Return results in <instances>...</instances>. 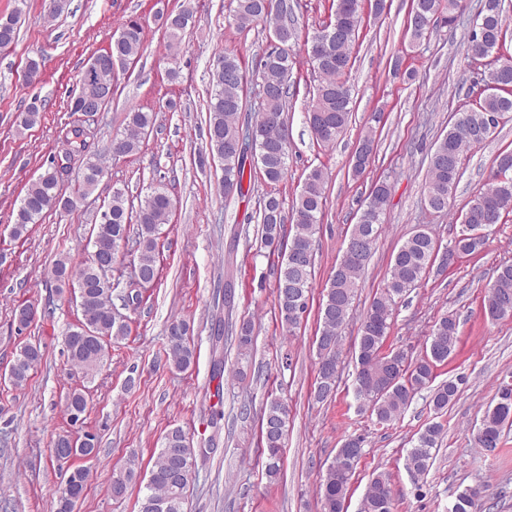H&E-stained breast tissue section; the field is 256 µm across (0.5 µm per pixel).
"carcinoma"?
Returning a JSON list of instances; mask_svg holds the SVG:
<instances>
[{
    "instance_id": "obj_1",
    "label": "carcinoma",
    "mask_w": 512,
    "mask_h": 512,
    "mask_svg": "<svg viewBox=\"0 0 512 512\" xmlns=\"http://www.w3.org/2000/svg\"><path fill=\"white\" fill-rule=\"evenodd\" d=\"M237 27L250 30L264 24L271 30L270 45L259 60L261 73L260 95L262 109L241 116L246 111V67L232 53L218 56L210 74L211 92L207 103L208 141L212 153L222 161L224 189L233 191L240 199L251 197L244 188L243 169L247 160L256 162L263 178L271 185L283 181L288 174L289 140H279L269 134L275 123L288 126L284 117L288 99L293 95L290 83L296 59L290 43L296 37L295 15L297 0H278L266 8V0H233ZM335 5L329 20L314 32L311 43L327 40V51L322 56L309 53L316 74L312 99L306 112V121L316 142L330 147L347 129L352 116V97L348 73L352 69L351 48L362 22L361 0H332ZM442 11L441 0H412L408 13V32L414 43L427 39ZM22 14L18 8L6 18L0 17V43L12 44L17 38V24ZM161 28L168 47L178 53L187 29L194 22V8L186 5L161 16ZM478 26L483 32L484 53L489 56L505 45L508 28L505 26L502 0H481ZM144 43L143 25L130 20L119 26L112 35V69L101 74L106 92L98 100L104 107L116 88L115 69H126L139 55ZM498 83L512 86V62L506 66L495 63L488 71L479 73L474 83ZM512 112V94L490 89L476 106L454 113V122L448 132L434 145L428 161V170L422 187L424 204L432 211H448L449 199L460 177L461 162L468 148L481 143L486 128H498L499 119ZM156 116L140 109L127 115L124 131L117 138L121 154L140 152L147 133L154 126ZM252 129L253 144L250 155L240 154L234 145L241 134ZM375 139L369 129L361 136L351 160L352 175L365 174L370 165ZM61 156L69 162L83 158V171L72 193L62 192L63 176L70 166L47 165L33 180L16 210L12 211V233L20 237L29 231V225L38 223L50 210L73 212L78 203L99 186L97 173L105 169V159L88 149L82 128L73 123L62 137ZM495 174L466 205L463 216L470 224L502 223L512 212V150H504L495 157ZM329 173L321 167L312 168L304 179L299 193L292 200V233H285L284 202L273 193L259 202L261 241L267 247L284 250L276 279L275 305L281 327L288 332L300 324L301 314L308 308L310 285L314 275V235L323 216L325 186ZM393 186L386 180L375 182L362 204L349 239L376 244L382 229L383 215L389 205ZM174 202L170 194L155 189L144 196L138 207H133L126 191L112 190V196L93 224L91 236L95 243H112L117 248L129 239L130 226L137 225L134 239V274L140 283L151 284L159 275L158 239L161 227L170 223ZM487 236L461 230L451 245H442L433 232L421 227L409 235L392 254L390 268L378 296L364 311L353 343L355 359L354 394L361 412H368L378 425H391L410 406L416 394L429 391V407L437 420L431 421L417 436L406 457V466L416 475H425L432 463V450L444 435V426L438 421L448 411L458 395L453 380L434 384L438 366L446 363L459 341V322L456 316L445 314L435 323L425 352L417 357L403 350L385 349V341L394 320L398 300L417 287L436 266L435 253L445 249L460 255L483 251ZM365 263L344 261L336 263L325 294L318 306L317 319L320 336L316 337L318 358L324 360L313 387V397L325 402L336 394V371L342 344V329L348 324L353 303L365 271ZM52 275L58 287L69 286L78 295L77 317L64 333L68 360L86 376H91L103 364L112 342L129 335V324L112 317V296L119 284L101 274L90 262L73 264L63 258L55 262ZM485 315L491 320L512 317V263L497 266L486 286L482 299ZM189 326L174 319L167 327L171 344L169 364L183 371L195 360V349L188 341ZM237 349L244 356L254 344V331L244 321L237 332ZM214 379L224 374V338L218 333L212 337ZM14 361L20 368L9 375L12 384L21 388L27 384L42 361V352L35 344H25L16 353ZM506 382L497 389L495 405L488 407L477 428L474 441L477 447L497 448L505 426L512 425V390H504ZM88 409L86 394L71 392L66 412L72 424L84 421ZM288 435V413L284 402L268 395L261 414L260 446L266 456L265 473L271 481L281 474L282 450ZM364 439L350 436L345 439L325 472L319 476L321 512H346V501L351 478L363 457ZM179 449L172 457L168 449ZM197 449L180 427L168 430L161 447L154 455L149 477L139 487V512H183L188 483L177 485L172 481L175 470L195 469ZM90 480V471L83 465L74 466L66 474L58 490L56 512H73V498L82 494ZM138 480L135 465L112 476L111 492L115 498L125 496L129 486ZM359 512H394L390 483L386 474L372 476L360 503Z\"/></svg>"
}]
</instances>
